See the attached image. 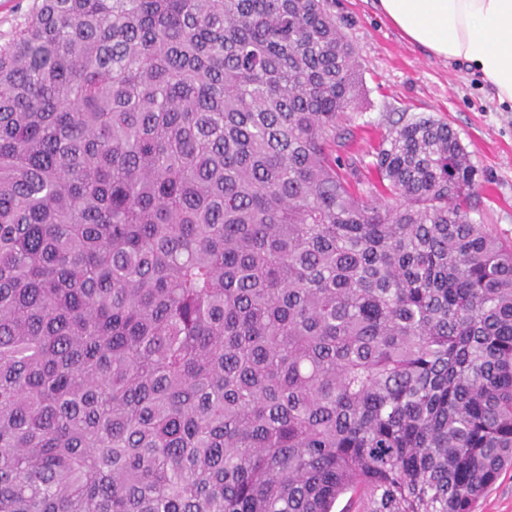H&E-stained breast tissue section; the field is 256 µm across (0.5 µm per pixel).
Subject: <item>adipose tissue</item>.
I'll return each mask as SVG.
<instances>
[{"instance_id":"adipose-tissue-1","label":"adipose tissue","mask_w":512,"mask_h":512,"mask_svg":"<svg viewBox=\"0 0 512 512\" xmlns=\"http://www.w3.org/2000/svg\"><path fill=\"white\" fill-rule=\"evenodd\" d=\"M410 43L460 62L512 109V0H378Z\"/></svg>"}]
</instances>
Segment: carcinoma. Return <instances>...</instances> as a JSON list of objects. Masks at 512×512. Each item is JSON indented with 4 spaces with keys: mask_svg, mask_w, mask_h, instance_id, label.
<instances>
[{
    "mask_svg": "<svg viewBox=\"0 0 512 512\" xmlns=\"http://www.w3.org/2000/svg\"><path fill=\"white\" fill-rule=\"evenodd\" d=\"M362 94L329 0H37L0 45V512H473L512 245L430 116L360 190Z\"/></svg>",
    "mask_w": 512,
    "mask_h": 512,
    "instance_id": "carcinoma-1",
    "label": "carcinoma"
}]
</instances>
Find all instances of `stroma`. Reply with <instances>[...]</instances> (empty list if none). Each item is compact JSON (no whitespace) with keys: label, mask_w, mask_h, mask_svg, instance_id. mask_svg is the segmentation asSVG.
Wrapping results in <instances>:
<instances>
[{"label":"stroma","mask_w":512,"mask_h":512,"mask_svg":"<svg viewBox=\"0 0 512 512\" xmlns=\"http://www.w3.org/2000/svg\"><path fill=\"white\" fill-rule=\"evenodd\" d=\"M332 10L345 22L364 84L347 128L365 186L377 181L373 152L395 122L415 116L443 120L478 170L472 220L512 242V111L464 65L408 43L375 0H335Z\"/></svg>","instance_id":"obj_1"}]
</instances>
